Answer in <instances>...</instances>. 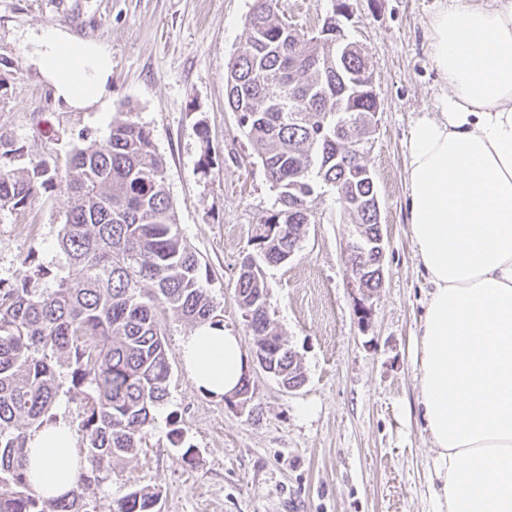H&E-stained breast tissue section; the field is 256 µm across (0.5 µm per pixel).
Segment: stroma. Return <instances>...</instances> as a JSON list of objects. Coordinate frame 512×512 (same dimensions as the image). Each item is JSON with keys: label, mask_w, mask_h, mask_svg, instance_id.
Returning <instances> with one entry per match:
<instances>
[{"label": "stroma", "mask_w": 512, "mask_h": 512, "mask_svg": "<svg viewBox=\"0 0 512 512\" xmlns=\"http://www.w3.org/2000/svg\"><path fill=\"white\" fill-rule=\"evenodd\" d=\"M448 0H347L344 27L361 45L380 108L366 163L377 185L384 234V283L357 312L346 244L355 227L336 193L322 188L314 216L287 263L268 267V312L298 355L305 376L285 390L258 365L247 369L245 406L199 390L180 357L194 329L161 313L169 346L168 398L154 412L147 446L114 465L84 498L86 512H110L134 487L161 494V512H440L436 451L419 406L416 339L431 285L408 224L406 149L411 128L441 92L427 39L430 16ZM253 0H0V139L18 148L14 167H63L83 139L105 143L112 117L131 113L166 162L165 182L184 239L226 329L252 349L235 282L251 237L275 202L250 141L224 92V73L247 37ZM332 0H280L299 29L317 32ZM60 28L99 40L112 53L110 92L100 112L59 106L34 62L35 39ZM208 167H201V160ZM71 202L54 185L31 205L0 212V282L25 257L56 269L58 232ZM177 415L192 464L171 447Z\"/></svg>", "instance_id": "stroma-1"}]
</instances>
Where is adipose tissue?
Here are the masks:
<instances>
[{
  "mask_svg": "<svg viewBox=\"0 0 512 512\" xmlns=\"http://www.w3.org/2000/svg\"><path fill=\"white\" fill-rule=\"evenodd\" d=\"M444 92L407 144L408 222L432 285L420 328L419 403L438 450L447 512H512V0H450L429 20ZM36 65L56 100L87 112L112 76L104 43L44 32ZM194 384L233 394L247 369L239 336L203 325L180 347ZM29 481L70 491L81 463L65 424L36 432Z\"/></svg>",
  "mask_w": 512,
  "mask_h": 512,
  "instance_id": "1",
  "label": "adipose tissue"
}]
</instances>
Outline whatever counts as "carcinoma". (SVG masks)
<instances>
[{
  "instance_id": "cac0c4a2",
  "label": "carcinoma",
  "mask_w": 512,
  "mask_h": 512,
  "mask_svg": "<svg viewBox=\"0 0 512 512\" xmlns=\"http://www.w3.org/2000/svg\"><path fill=\"white\" fill-rule=\"evenodd\" d=\"M344 7L346 0H334L301 58L293 50L297 30L280 17L277 0H254L246 42L226 66L228 107L277 194L259 220L274 233L252 237L268 266L281 263L301 225L311 223L324 186L346 192L348 223L371 237L380 232L368 211L375 179L361 175L367 164L349 152L352 141L372 133L378 102L359 45L345 35L336 41ZM56 177L40 163L0 166V212L31 204ZM62 182L71 199L58 239L64 265L55 273L29 256L15 282L0 285V512H82L84 494L107 479L112 464L143 451L153 412L168 397L170 352L159 307L197 326L222 324L201 261L179 230L164 160L131 113L113 118L105 143L74 148ZM235 296L240 309L253 308L245 327L268 373L280 382L304 378L264 309L267 279L239 273ZM64 367L84 408V465L71 491L45 499L28 479L27 442L58 422L51 410ZM21 418L30 431L19 430ZM169 426L171 446L188 460L195 448L177 420ZM159 502L158 492L133 488L112 501L111 512H159Z\"/></svg>"
}]
</instances>
